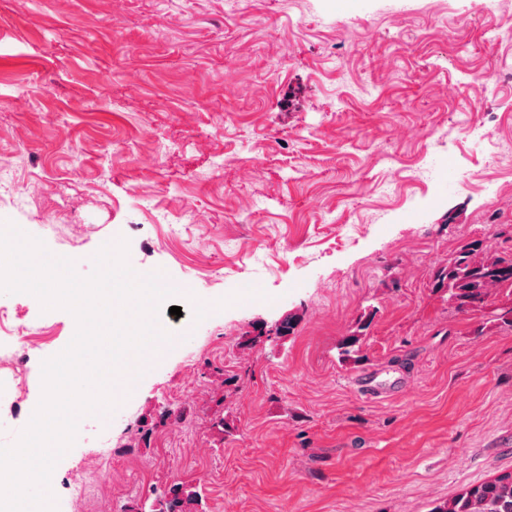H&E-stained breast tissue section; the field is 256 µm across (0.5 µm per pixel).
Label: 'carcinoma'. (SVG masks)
I'll return each instance as SVG.
<instances>
[{"instance_id": "obj_1", "label": "carcinoma", "mask_w": 512, "mask_h": 512, "mask_svg": "<svg viewBox=\"0 0 512 512\" xmlns=\"http://www.w3.org/2000/svg\"><path fill=\"white\" fill-rule=\"evenodd\" d=\"M503 257L485 240L458 245L448 261L435 272L436 288L448 291V304L457 311L466 310L469 300H489L504 295L512 302V277H504L498 267ZM201 501V493L192 484H172L159 501L155 512H192ZM433 512H512V472H503L435 507Z\"/></svg>"}]
</instances>
